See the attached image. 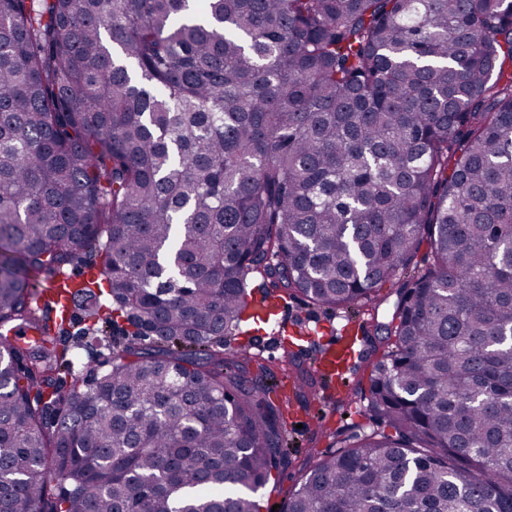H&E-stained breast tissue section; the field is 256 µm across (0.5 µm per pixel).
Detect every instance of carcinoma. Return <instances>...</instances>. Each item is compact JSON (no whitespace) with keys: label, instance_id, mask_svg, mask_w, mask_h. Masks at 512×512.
I'll return each mask as SVG.
<instances>
[{"label":"carcinoma","instance_id":"carcinoma-1","mask_svg":"<svg viewBox=\"0 0 512 512\" xmlns=\"http://www.w3.org/2000/svg\"><path fill=\"white\" fill-rule=\"evenodd\" d=\"M424 243L285 512H512V0H0V512H260L317 374L224 337Z\"/></svg>","mask_w":512,"mask_h":512}]
</instances>
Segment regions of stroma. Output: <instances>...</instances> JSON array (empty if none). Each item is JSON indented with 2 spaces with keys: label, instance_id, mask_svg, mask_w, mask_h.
<instances>
[{
  "label": "stroma",
  "instance_id": "35a3bbf8",
  "mask_svg": "<svg viewBox=\"0 0 512 512\" xmlns=\"http://www.w3.org/2000/svg\"><path fill=\"white\" fill-rule=\"evenodd\" d=\"M395 299L394 288L387 284L375 295L376 302L380 304L375 313L367 307L325 312L292 300L279 315L280 327H264L250 339L243 335L228 339L227 346L231 349L243 343L249 344L251 352L268 360L274 366L278 379L282 380L286 377L280 365L282 334L306 333L299 359L309 368L314 366L322 351L328 349L341 332L361 335L356 347L357 355L349 363L345 384L318 382L315 391L308 396L307 406L295 405L285 412L283 432L295 452L288 467L259 490L257 499L261 512H272L273 505L285 504L288 491L300 485L310 465L307 449L333 451L349 444L355 434L375 428L376 423L370 420L367 410L371 366L369 361L364 360L363 354L371 349L370 341L374 337L376 321L386 320ZM320 411L325 414L320 427L308 425V416Z\"/></svg>",
  "mask_w": 512,
  "mask_h": 512
}]
</instances>
